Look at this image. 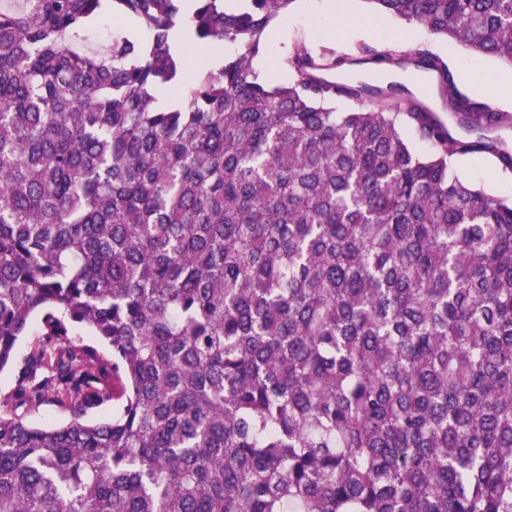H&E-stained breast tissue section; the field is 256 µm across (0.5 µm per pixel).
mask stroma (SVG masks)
Returning <instances> with one entry per match:
<instances>
[{
  "mask_svg": "<svg viewBox=\"0 0 512 512\" xmlns=\"http://www.w3.org/2000/svg\"><path fill=\"white\" fill-rule=\"evenodd\" d=\"M301 41L314 49L328 46L341 54L353 53L363 43H400L409 48L427 43L450 58L463 82L491 85L494 94L489 101L493 106L512 110V66L493 57L476 60L462 55L454 44L432 39L423 27L380 13L366 0H296L287 16L269 26L254 60L257 72L267 75Z\"/></svg>",
  "mask_w": 512,
  "mask_h": 512,
  "instance_id": "35a3bbf8",
  "label": "stroma"
}]
</instances>
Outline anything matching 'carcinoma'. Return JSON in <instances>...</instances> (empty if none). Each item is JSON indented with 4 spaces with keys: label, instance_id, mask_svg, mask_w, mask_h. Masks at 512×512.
<instances>
[{
    "label": "carcinoma",
    "instance_id": "carcinoma-1",
    "mask_svg": "<svg viewBox=\"0 0 512 512\" xmlns=\"http://www.w3.org/2000/svg\"><path fill=\"white\" fill-rule=\"evenodd\" d=\"M295 2L0 8V371L40 324L0 512H512V202L452 170L512 173V111L427 44L259 79ZM369 2L512 66V0ZM179 34L240 51L163 106ZM373 60L438 106L335 76ZM46 399L64 424L27 420Z\"/></svg>",
    "mask_w": 512,
    "mask_h": 512
}]
</instances>
